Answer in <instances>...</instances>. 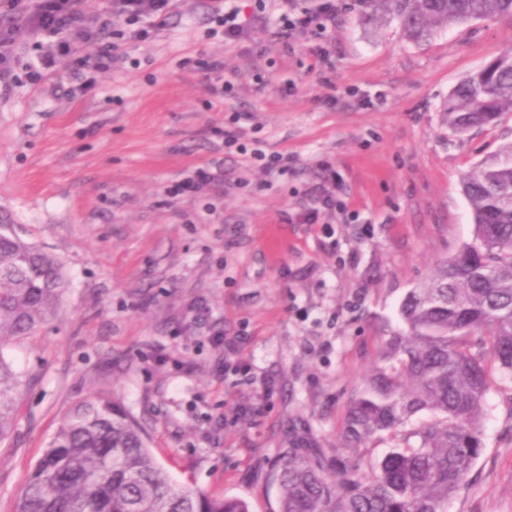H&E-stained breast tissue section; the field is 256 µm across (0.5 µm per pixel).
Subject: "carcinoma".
I'll list each match as a JSON object with an SVG mask.
<instances>
[{
	"label": "carcinoma",
	"instance_id": "1",
	"mask_svg": "<svg viewBox=\"0 0 512 512\" xmlns=\"http://www.w3.org/2000/svg\"><path fill=\"white\" fill-rule=\"evenodd\" d=\"M421 44L441 29L512 17V0H360ZM465 133L512 112V50L472 73L442 109ZM473 238L399 307L402 328L352 398L342 452L294 448L280 465L279 512H448L484 449L486 396L512 378V144L462 182ZM55 258L0 224V339L34 331L59 306ZM20 386L0 357V441L14 427ZM373 440L388 443L370 472ZM18 512H249L235 498L178 486L127 410L109 396L74 407L29 474Z\"/></svg>",
	"mask_w": 512,
	"mask_h": 512
}]
</instances>
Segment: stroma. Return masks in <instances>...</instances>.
Here are the masks:
<instances>
[{"instance_id": "stroma-1", "label": "stroma", "mask_w": 512, "mask_h": 512, "mask_svg": "<svg viewBox=\"0 0 512 512\" xmlns=\"http://www.w3.org/2000/svg\"><path fill=\"white\" fill-rule=\"evenodd\" d=\"M192 2L148 40H117L119 62L87 95L64 96L58 76L0 93V219L68 282L49 321L0 343L21 381L0 512H16L70 408L103 393L176 483L277 512L278 466L304 437L340 447L403 297L472 239L463 177L512 144V112L463 134L440 112L512 48V18L417 45L340 0L324 37L286 39L279 0H239L256 20L228 44L209 33L208 0ZM209 58L220 74L202 68ZM258 145L288 157L285 175L259 168ZM208 161L224 165L223 192L171 194ZM320 187L335 212L286 223ZM208 335L241 338L239 353L222 360ZM486 406V447L448 512H512V404L494 390Z\"/></svg>"}]
</instances>
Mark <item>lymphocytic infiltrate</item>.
<instances>
[{
    "label": "lymphocytic infiltrate",
    "instance_id": "1",
    "mask_svg": "<svg viewBox=\"0 0 512 512\" xmlns=\"http://www.w3.org/2000/svg\"><path fill=\"white\" fill-rule=\"evenodd\" d=\"M210 2L211 19L225 42L246 40L251 20L242 16L235 0ZM177 7V0H112L109 11L90 13L82 0H0V85L10 89L23 81L37 87L62 70L68 78L66 95L86 93L95 85L94 73L116 61L113 20L126 25L128 41L138 42L167 28ZM338 11L336 0H320L314 11L293 5L282 14L280 28L287 38L322 31L335 22ZM29 43L37 54L21 61L19 50Z\"/></svg>",
    "mask_w": 512,
    "mask_h": 512
}]
</instances>
